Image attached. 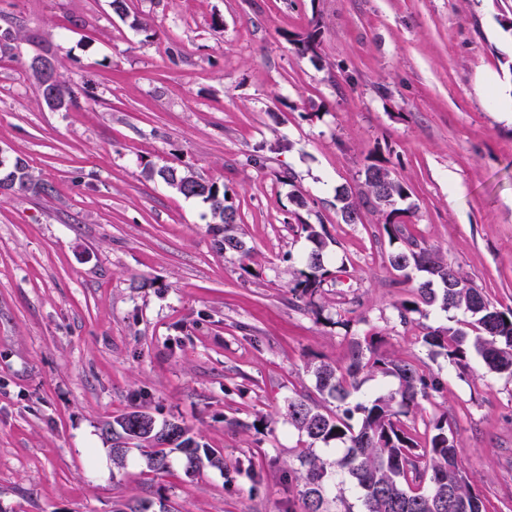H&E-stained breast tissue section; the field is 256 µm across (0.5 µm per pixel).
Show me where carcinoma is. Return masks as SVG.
<instances>
[{
    "label": "carcinoma",
    "instance_id": "1",
    "mask_svg": "<svg viewBox=\"0 0 512 512\" xmlns=\"http://www.w3.org/2000/svg\"><path fill=\"white\" fill-rule=\"evenodd\" d=\"M113 11L122 18L130 16L127 0H112ZM132 17V16H130ZM131 26L146 27L138 16ZM52 83L49 94L65 107L77 100L75 88L60 79L56 63H51ZM8 169L22 172L11 181L9 189L33 195H49L52 187L35 173L28 161L14 158ZM167 186L181 183L187 172L171 166L148 170ZM209 203L215 243L224 251L245 252V240L239 229L236 210L226 204L224 190L216 183L204 181L201 191L182 193ZM409 198L407 184L396 178L384 162L376 160L364 166L357 187L336 190V209L346 224L360 218V206L370 205L383 218L388 237L402 233L399 227L409 209L400 204ZM300 230L312 244L303 259L304 268L293 271L292 292L307 305L330 274L325 258L332 239L321 224L301 222ZM390 267L409 279L411 273L420 282L411 297L398 307L400 322H412L411 314L424 307L437 306L444 311L463 314L448 327L425 328L422 340L430 347L445 350L449 363L464 372L475 355L488 371L512 376V311L499 310L459 268L437 250L422 247L410 240L388 257ZM318 391L324 400H333L329 409L298 396L288 402V420L310 444L336 442V460L328 462L309 448L300 456L304 471L299 479L306 512H350L344 508L343 495L328 497L329 482L337 471L349 479L357 490L362 512H488L480 494L463 467V450L442 415L429 422V440L422 453L410 428L400 415L416 408L441 389V378L410 362L383 356L371 341L355 339L351 343L349 362L344 368L328 363L314 367ZM392 377L395 388L374 398L357 401L354 394L361 387L360 376ZM102 432L112 442V461L122 467L131 449L139 451L146 467L155 473L171 471L174 454L185 459L186 470L195 472L208 465L224 469V455L201 446L191 430L178 422L157 424L146 410L134 408L103 424ZM152 503L142 500H117L113 512H150Z\"/></svg>",
    "mask_w": 512,
    "mask_h": 512
}]
</instances>
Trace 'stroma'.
Listing matches in <instances>:
<instances>
[{
    "label": "stroma",
    "mask_w": 512,
    "mask_h": 512,
    "mask_svg": "<svg viewBox=\"0 0 512 512\" xmlns=\"http://www.w3.org/2000/svg\"><path fill=\"white\" fill-rule=\"evenodd\" d=\"M0 0V158H26L51 196L0 192V512H303V437L289 399L350 344L439 373L407 424L447 414L489 512H512V377L466 374L404 325L396 242L381 215L344 223L336 190L371 160L410 188L405 234L512 309V0ZM318 27L317 55L294 43ZM52 57L78 88L50 110L28 68ZM261 153L262 166L247 164ZM223 184L247 253L218 250L209 206L148 167ZM295 175L280 182L281 171ZM307 200L297 210L293 195ZM324 225L332 275L312 307L289 258ZM144 406L223 453L224 467L112 462L103 421Z\"/></svg>",
    "instance_id": "35a3bbf8"
}]
</instances>
